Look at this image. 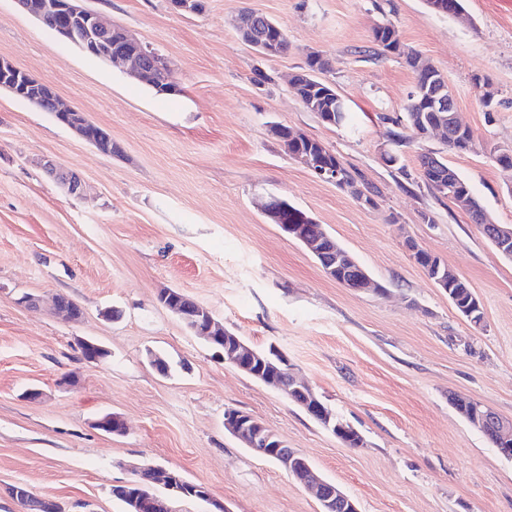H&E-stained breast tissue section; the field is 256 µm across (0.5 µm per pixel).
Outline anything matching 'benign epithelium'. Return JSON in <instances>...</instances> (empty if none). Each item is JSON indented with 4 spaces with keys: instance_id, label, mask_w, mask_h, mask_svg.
I'll return each mask as SVG.
<instances>
[{
    "instance_id": "benign-epithelium-1",
    "label": "benign epithelium",
    "mask_w": 512,
    "mask_h": 512,
    "mask_svg": "<svg viewBox=\"0 0 512 512\" xmlns=\"http://www.w3.org/2000/svg\"><path fill=\"white\" fill-rule=\"evenodd\" d=\"M19 6L30 16L43 20L55 19L54 29L57 35L81 51H92L101 43L108 41L114 25L105 23L100 14L85 6V0H17ZM126 41L137 47L128 55L124 50L107 51L101 54L104 61L123 67L127 73L144 82L167 84L172 70L170 61L149 52L141 42L130 33H125ZM43 88L52 102V112L60 116L72 112L65 107L57 92L48 83L36 78L30 72L18 67L8 59H0V88L16 96H22L31 88ZM64 125L80 139L95 144L87 133L88 121L84 118L64 121ZM302 164L315 172L320 178L341 185H346L343 166L318 167V163L308 157L300 158ZM46 172L57 181L61 191L71 198H82L86 189L82 178L74 172L60 170L56 164L48 161L44 164ZM264 214L272 224L278 225L286 236L302 243L309 253L316 258H323L327 253L323 240L309 233L307 224H282L279 214L270 204H265ZM493 235L500 243L504 256L512 259V225H493ZM174 312L182 320L197 316L204 320L205 329L201 337L213 341L219 337L224 340V357L232 362L241 372L267 385L275 386L286 393L306 413L329 430L336 429V415L325 408L323 401L299 375L297 369L279 350L273 348L262 352L248 346L240 337L230 333L216 319L214 314L200 304L194 309L177 305ZM480 412L476 424L481 427L489 425L496 433V447L499 453L512 458V419H505L492 409L479 405ZM97 429L107 434L123 433L126 424L122 416L110 413L95 422ZM224 427L240 443L248 448H267L268 456L276 459L291 477L295 478L304 490L321 506L322 512H359L356 503L336 484L317 473L311 462L298 450L288 447V443L270 430L262 422L248 413L229 408L224 413ZM134 471L150 470L153 481L167 489H173L175 475L162 467L152 464H134ZM134 512H171V507L164 499L145 494L132 500Z\"/></svg>"
}]
</instances>
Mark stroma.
Instances as JSON below:
<instances>
[{
	"label": "stroma",
	"instance_id": "1",
	"mask_svg": "<svg viewBox=\"0 0 512 512\" xmlns=\"http://www.w3.org/2000/svg\"><path fill=\"white\" fill-rule=\"evenodd\" d=\"M86 0L169 59L179 91L159 95L119 68L63 43L17 0H0V56L53 85L112 135L105 155L52 113L0 90V512H20L24 483L64 512H124L111 494L149 463L204 484L227 512H319L276 462L224 428V412L254 416L303 452L359 512H512V459L450 404L456 393L512 418V260L469 215L431 191L418 155L440 152L496 223L512 225V0H464L460 16L425 0ZM282 27L290 48L259 54L235 20L244 9ZM445 76L478 150L393 125L415 77L402 58L375 56L383 21ZM332 64L353 121L328 125L289 79L309 52ZM488 84L493 108L480 101ZM279 124L321 141L378 188L373 205L324 181L285 152ZM403 137L391 140V131ZM398 157L386 164L381 149ZM77 172L81 199L42 166ZM278 196L322 224L385 294L343 288L260 209ZM465 279L484 319L463 317L415 263L407 241ZM165 288L207 307L248 345L278 348L340 419L349 448L279 390L224 361L159 304ZM62 295L69 323L25 295ZM108 352L85 361L79 339ZM168 360V375L151 365ZM40 389L38 401L25 398ZM124 417L127 431L95 428ZM178 500L174 512H212Z\"/></svg>",
	"mask_w": 512,
	"mask_h": 512
}]
</instances>
